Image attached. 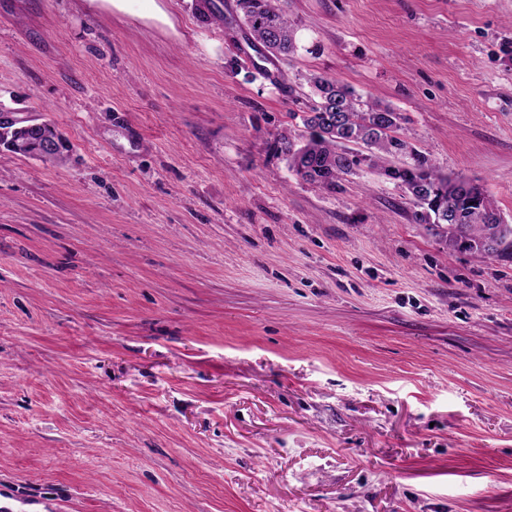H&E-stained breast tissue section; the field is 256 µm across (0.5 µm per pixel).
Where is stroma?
Wrapping results in <instances>:
<instances>
[{"label":"stroma","instance_id":"obj_1","mask_svg":"<svg viewBox=\"0 0 512 512\" xmlns=\"http://www.w3.org/2000/svg\"><path fill=\"white\" fill-rule=\"evenodd\" d=\"M0 0V507L512 512V260L449 247L395 183L327 190L275 137L310 76L392 107L512 224V0ZM280 0H237L248 40L258 53L264 48L275 59L296 50L294 28ZM1 121L3 128H0V147L16 154L28 155L35 152L44 158L58 154L49 160L57 164L66 160L70 143L51 124L34 121L28 116H19L17 112H4ZM65 149L66 152H62Z\"/></svg>","mask_w":512,"mask_h":512}]
</instances>
